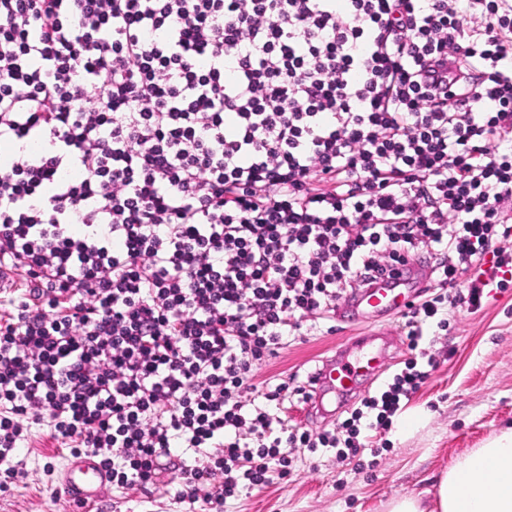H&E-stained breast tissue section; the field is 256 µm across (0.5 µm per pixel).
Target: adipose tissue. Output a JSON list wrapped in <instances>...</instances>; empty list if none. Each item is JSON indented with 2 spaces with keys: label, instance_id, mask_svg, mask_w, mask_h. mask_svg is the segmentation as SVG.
Wrapping results in <instances>:
<instances>
[{
  "label": "adipose tissue",
  "instance_id": "adipose-tissue-1",
  "mask_svg": "<svg viewBox=\"0 0 512 512\" xmlns=\"http://www.w3.org/2000/svg\"><path fill=\"white\" fill-rule=\"evenodd\" d=\"M385 512H512V427L458 457L436 480L431 498L400 494Z\"/></svg>",
  "mask_w": 512,
  "mask_h": 512
}]
</instances>
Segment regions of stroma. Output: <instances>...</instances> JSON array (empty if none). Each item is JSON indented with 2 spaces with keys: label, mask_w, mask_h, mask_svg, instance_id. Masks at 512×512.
<instances>
[{
  "label": "stroma",
  "mask_w": 512,
  "mask_h": 512,
  "mask_svg": "<svg viewBox=\"0 0 512 512\" xmlns=\"http://www.w3.org/2000/svg\"><path fill=\"white\" fill-rule=\"evenodd\" d=\"M438 343V366L394 419L391 431L373 435L360 467L334 452L293 451L290 477L228 499L224 512H382L398 494L433 487L454 459L482 447L512 425V287L494 293L481 310L455 309ZM305 331L254 373L258 389L291 375L306 376L347 336ZM68 450L34 430L18 455L22 481L0 490V512H57ZM161 485L113 489L110 512H188L175 496L177 474Z\"/></svg>",
  "instance_id": "1"
}]
</instances>
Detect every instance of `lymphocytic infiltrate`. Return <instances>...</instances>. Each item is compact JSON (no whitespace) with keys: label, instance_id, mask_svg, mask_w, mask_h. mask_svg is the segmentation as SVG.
<instances>
[{"label":"lymphocytic infiltrate","instance_id":"f902f5d3","mask_svg":"<svg viewBox=\"0 0 512 512\" xmlns=\"http://www.w3.org/2000/svg\"><path fill=\"white\" fill-rule=\"evenodd\" d=\"M3 143L0 477L38 426L224 512L294 449L357 457L512 284V0H0ZM420 252L403 368L289 424L303 386L254 368Z\"/></svg>","mask_w":512,"mask_h":512}]
</instances>
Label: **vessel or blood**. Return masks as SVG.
Wrapping results in <instances>:
<instances>
[{
    "instance_id": "obj_1",
    "label": "vessel or blood",
    "mask_w": 512,
    "mask_h": 512,
    "mask_svg": "<svg viewBox=\"0 0 512 512\" xmlns=\"http://www.w3.org/2000/svg\"><path fill=\"white\" fill-rule=\"evenodd\" d=\"M429 271L426 261L413 258L339 305V317L357 321L366 330L349 338L313 372L306 387L309 409H322L327 399L359 393L363 382L376 380L388 369L396 334L391 320L413 302ZM110 487L108 473L97 457L78 455L64 471L63 512H93Z\"/></svg>"
}]
</instances>
